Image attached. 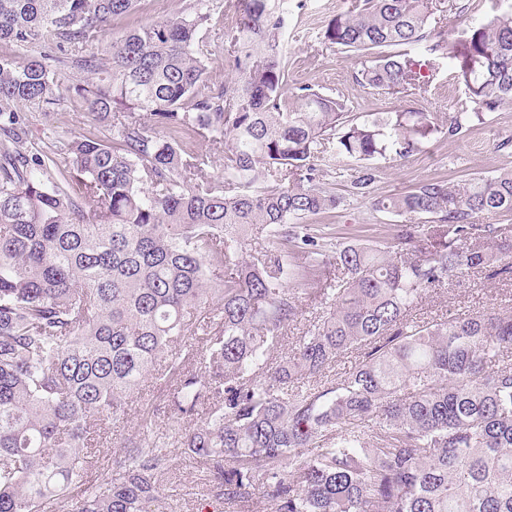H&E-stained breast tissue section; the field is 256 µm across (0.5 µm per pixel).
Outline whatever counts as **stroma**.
<instances>
[{"mask_svg": "<svg viewBox=\"0 0 512 512\" xmlns=\"http://www.w3.org/2000/svg\"><path fill=\"white\" fill-rule=\"evenodd\" d=\"M360 0H290L288 13L287 71L289 85L309 84L324 94L339 96L357 112H392L415 108L447 120L449 113L472 109L463 83L447 64L435 68L434 80L422 95H391L367 89L355 80L360 67L357 57L322 43L320 34L336 13L351 10ZM195 0H140L136 11L117 18L107 26V33L118 34L138 24L160 20L191 11ZM443 10L439 26L449 39H456L462 29L483 21L500 6L499 0H441ZM29 143L50 142L54 138L95 130L102 137L111 129L90 120L77 104L59 109H23ZM512 170V104L501 106L485 123H474L453 137L433 140L425 151L405 162H379L377 177L369 193L358 194L350 185V170L345 164L329 167L321 185L340 197L336 211L325 218L315 217L312 227L328 230L336 242L358 238L391 241L401 219L376 210L375 198L396 196L409 191L423 180L458 183L474 176H491ZM512 302V282L475 283L467 288L454 286L428 293L412 310L413 317L431 320L451 313L475 312ZM167 388L159 381L142 384L127 410L120 432L101 431L95 453L87 467V480L111 470L121 453L116 436L134 433L142 418L165 405ZM175 495L177 512H198L199 491L209 479L205 470L185 459L180 449H172L163 476Z\"/></svg>", "mask_w": 512, "mask_h": 512, "instance_id": "obj_1", "label": "stroma"}]
</instances>
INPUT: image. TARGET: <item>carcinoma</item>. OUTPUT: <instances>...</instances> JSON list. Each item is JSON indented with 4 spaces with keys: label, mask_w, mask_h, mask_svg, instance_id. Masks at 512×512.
I'll use <instances>...</instances> for the list:
<instances>
[{
    "label": "carcinoma",
    "mask_w": 512,
    "mask_h": 512,
    "mask_svg": "<svg viewBox=\"0 0 512 512\" xmlns=\"http://www.w3.org/2000/svg\"><path fill=\"white\" fill-rule=\"evenodd\" d=\"M136 3L0 0V41L28 51L0 56V512H56L81 486L70 512H175L171 447L206 467L224 512H252L257 494L270 512H512V306L410 319L430 290L512 279V236L475 222L512 212V170L374 199L404 218L390 243L306 224L341 203L320 186L326 150L368 163L351 181L363 190L372 164L512 103V6L454 43L433 0H362L327 24L323 43L363 58L368 89L421 95L423 67L448 61L474 107L444 123L288 89V0H233L222 88L208 78L219 46L199 38L219 0L112 37L105 59L89 51ZM72 102L112 138L17 150L15 105ZM196 136L224 146L220 176L181 146ZM307 277L321 311L277 355ZM149 379L171 385L165 427L123 438L86 483L100 430Z\"/></svg>",
    "instance_id": "1"
}]
</instances>
